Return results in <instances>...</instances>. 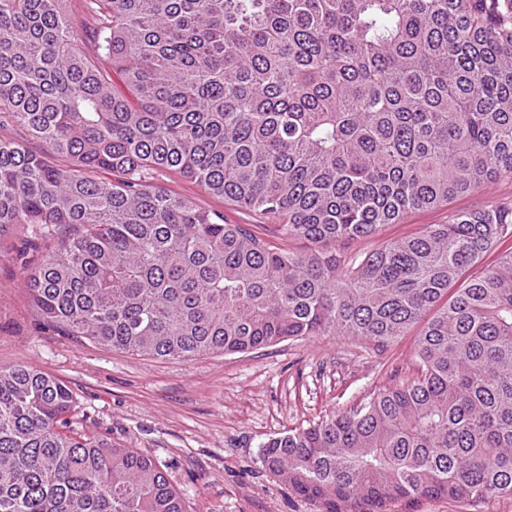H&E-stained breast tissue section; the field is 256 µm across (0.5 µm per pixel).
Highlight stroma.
I'll return each mask as SVG.
<instances>
[{"label":"stroma","instance_id":"stroma-1","mask_svg":"<svg viewBox=\"0 0 512 512\" xmlns=\"http://www.w3.org/2000/svg\"><path fill=\"white\" fill-rule=\"evenodd\" d=\"M169 190L223 212L271 239L263 217L208 195L176 173ZM512 200V177L386 225L379 236L342 244L347 254L448 223L460 211ZM28 237L17 229L0 243V366L24 361L73 392L71 421L88 433L133 449L165 471L184 512H318L260 463L269 439L321 422L369 399L380 387L418 374L413 336L386 347L348 336H307L242 354L156 360L91 345L44 330L16 255ZM385 512H512V496L469 504L445 498L398 499Z\"/></svg>","mask_w":512,"mask_h":512}]
</instances>
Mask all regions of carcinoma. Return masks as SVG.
<instances>
[{"instance_id":"obj_1","label":"carcinoma","mask_w":512,"mask_h":512,"mask_svg":"<svg viewBox=\"0 0 512 512\" xmlns=\"http://www.w3.org/2000/svg\"><path fill=\"white\" fill-rule=\"evenodd\" d=\"M2 130L0 237L51 240L18 253L44 329L166 360L416 327V380L270 439L262 466L319 512L512 495V202L336 248L512 174V0H0ZM75 410L0 367V512H183ZM158 182L175 193L193 198L202 208L224 211V219L228 224H250L248 227L256 235L275 244L278 243L276 237L269 231L271 226L265 225L275 224L273 221L266 220L248 209L224 202L222 198L208 195L201 191L195 183L181 177L179 174L165 173L159 177Z\"/></svg>"}]
</instances>
